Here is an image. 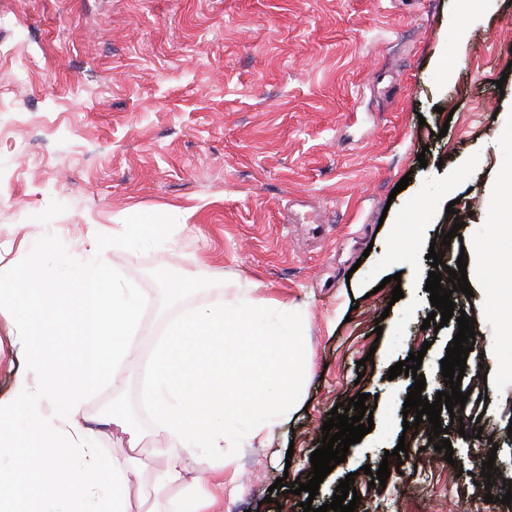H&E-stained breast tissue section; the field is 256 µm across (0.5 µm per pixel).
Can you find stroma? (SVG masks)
I'll return each instance as SVG.
<instances>
[{"instance_id":"1","label":"stroma","mask_w":512,"mask_h":512,"mask_svg":"<svg viewBox=\"0 0 512 512\" xmlns=\"http://www.w3.org/2000/svg\"><path fill=\"white\" fill-rule=\"evenodd\" d=\"M512 0H0V281L26 276L21 241L51 240L95 259L155 297L132 358L94 385L85 413L118 402L142 431V473L171 441L142 394L151 345L186 309L206 310L240 284L306 305L312 366L303 407L218 468L211 512H304L321 427L366 394L374 426L327 475L313 507L346 475L355 512H512V359L484 283L452 300L475 318L461 418L442 412L454 454L404 435L413 377L390 366L424 351L422 395L445 391L441 361L456 321L433 330L425 285L435 235L451 234L457 270L492 223L512 221L494 187L512 157ZM406 189H399L400 180ZM454 213H447V206ZM132 212L175 225L147 246L115 245ZM420 240L390 259L393 224ZM195 283L161 292L158 273ZM400 275L403 298L385 277ZM27 371L10 311L0 312V402ZM408 457L397 461L398 442ZM492 460L495 502L477 467ZM388 462L385 485L362 466ZM282 487H275V480Z\"/></svg>"}]
</instances>
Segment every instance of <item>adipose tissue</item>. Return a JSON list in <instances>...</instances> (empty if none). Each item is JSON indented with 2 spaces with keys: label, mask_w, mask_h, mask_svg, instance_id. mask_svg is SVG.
<instances>
[{
  "label": "adipose tissue",
  "mask_w": 512,
  "mask_h": 512,
  "mask_svg": "<svg viewBox=\"0 0 512 512\" xmlns=\"http://www.w3.org/2000/svg\"><path fill=\"white\" fill-rule=\"evenodd\" d=\"M41 249L21 287L0 283V307L20 309L31 378L20 379L0 407V512H208L215 497L182 458L204 452L225 461L244 443L287 418L311 367L302 339L305 314L272 298H224L205 312L188 310L155 339L145 400L155 426L172 440L150 488L130 499L139 468L140 429L121 405L79 421L93 382L126 363L151 296L102 264L48 263ZM473 276L488 285L487 304L512 336V225H492L475 250ZM207 399L203 432L186 429V408ZM127 438L129 456H102V435ZM37 492H23L20 459ZM172 484L189 495L170 497Z\"/></svg>",
  "instance_id": "ef3b65f1"
}]
</instances>
